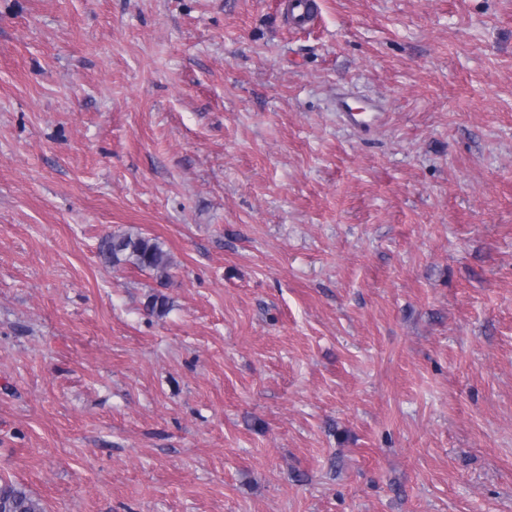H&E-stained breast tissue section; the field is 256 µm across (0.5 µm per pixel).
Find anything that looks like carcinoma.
<instances>
[{"label":"carcinoma","mask_w":512,"mask_h":512,"mask_svg":"<svg viewBox=\"0 0 512 512\" xmlns=\"http://www.w3.org/2000/svg\"><path fill=\"white\" fill-rule=\"evenodd\" d=\"M98 255L109 266L131 264L159 276L167 275L171 266L168 252L157 239L138 234L105 237L99 244ZM0 512H44V509L22 486L0 480Z\"/></svg>","instance_id":"cac0c4a2"}]
</instances>
